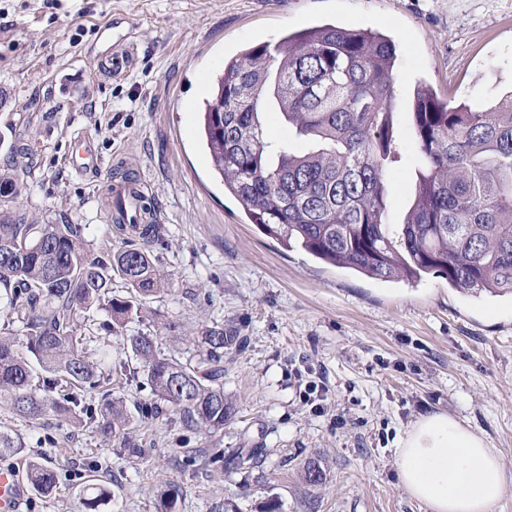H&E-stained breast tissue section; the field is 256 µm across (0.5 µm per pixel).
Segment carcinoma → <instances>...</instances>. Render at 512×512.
Returning <instances> with one entry per match:
<instances>
[{"instance_id":"obj_1","label":"carcinoma","mask_w":512,"mask_h":512,"mask_svg":"<svg viewBox=\"0 0 512 512\" xmlns=\"http://www.w3.org/2000/svg\"><path fill=\"white\" fill-rule=\"evenodd\" d=\"M396 51L368 29L331 24L257 45L224 63L203 111V135L224 188L246 208L252 223L285 249L300 248L333 266L381 281L419 283L429 275L468 294H512V95L503 103L450 108L432 90L415 93L411 136L420 165L405 220L387 224L385 173L392 150ZM272 103L294 134L310 143L303 154L267 138L260 114ZM29 172L0 171V199L12 198ZM80 224H26L0 217V283L6 306L27 331L18 345L0 335V402L13 418L33 423L53 416L88 426L107 439L123 438L131 456L148 449L125 439L135 424L173 414L187 430L214 433L235 414L224 394V356L239 355L248 338L222 325L207 329L201 351L182 362L166 357L158 338L130 336L127 352L142 372L121 361L104 369L89 360L91 337L78 332V315L104 308L112 325L140 317L148 299L168 291L144 242L104 256L86 248ZM127 296L112 295V279ZM140 374L152 398L127 409L112 397ZM22 443L0 431V457ZM266 448L224 455L207 448L186 456L184 468L222 464L227 472L265 483ZM62 478L31 458L27 479L41 493ZM111 490L83 486L79 512H97Z\"/></svg>"}]
</instances>
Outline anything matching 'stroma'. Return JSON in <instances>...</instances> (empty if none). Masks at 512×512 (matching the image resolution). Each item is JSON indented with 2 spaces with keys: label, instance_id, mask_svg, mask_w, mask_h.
Segmentation results:
<instances>
[{
  "label": "stroma",
  "instance_id": "1",
  "mask_svg": "<svg viewBox=\"0 0 512 512\" xmlns=\"http://www.w3.org/2000/svg\"><path fill=\"white\" fill-rule=\"evenodd\" d=\"M327 23L395 45L398 161L386 175V220L403 223L417 171L414 91L429 85L453 107L512 91V0H0V168L31 170L9 210L82 225L101 255L123 243L108 214L114 173L143 177L160 212L151 250L170 289L92 343L91 360L119 362L124 340L139 333H160L163 352L179 359L216 324L250 339L224 373L236 416L222 432L185 433L163 416L133 429L153 449L130 458L94 429L50 417L22 423L0 403V426L23 444L7 465L96 460L100 483L122 485L98 512H158L169 483L180 488L177 512L224 502L263 512L271 495L281 512H429L404 490L395 451L420 416L444 411L501 451L508 490L492 512H512V296L463 294L435 275L379 281L284 249L213 169L201 109L225 59ZM129 28L138 62L115 80L91 57ZM82 137L102 165L79 174L68 156ZM308 370L327 380L320 412L300 397ZM246 443L272 451L264 487L178 466L186 451ZM310 460L324 471L320 484L300 476ZM80 489H27L22 510L77 512Z\"/></svg>",
  "mask_w": 512,
  "mask_h": 512
}]
</instances>
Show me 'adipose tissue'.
<instances>
[{
    "instance_id": "ef3b65f1",
    "label": "adipose tissue",
    "mask_w": 512,
    "mask_h": 512,
    "mask_svg": "<svg viewBox=\"0 0 512 512\" xmlns=\"http://www.w3.org/2000/svg\"><path fill=\"white\" fill-rule=\"evenodd\" d=\"M396 456L404 490L430 512H491L507 490L497 449L443 411L420 417Z\"/></svg>"
}]
</instances>
